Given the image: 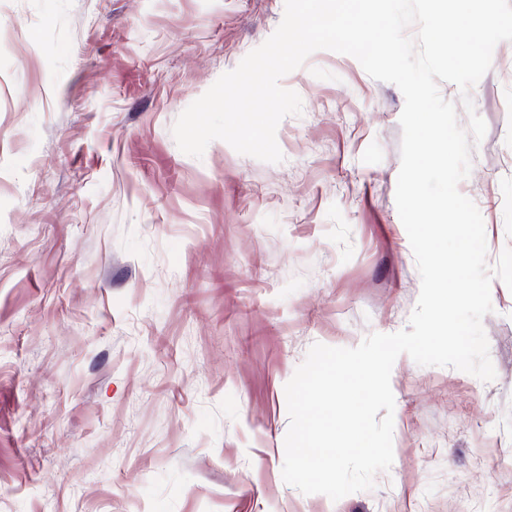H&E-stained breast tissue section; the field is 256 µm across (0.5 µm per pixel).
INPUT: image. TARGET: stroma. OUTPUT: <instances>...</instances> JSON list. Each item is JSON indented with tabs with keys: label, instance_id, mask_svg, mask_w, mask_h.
<instances>
[{
	"label": "stroma",
	"instance_id": "stroma-1",
	"mask_svg": "<svg viewBox=\"0 0 512 512\" xmlns=\"http://www.w3.org/2000/svg\"><path fill=\"white\" fill-rule=\"evenodd\" d=\"M284 0H0V512H512V291L496 377L400 355L389 470L334 501L282 479L285 385L316 343L409 326L404 97L329 50L281 78L271 164L178 116ZM459 191L512 247V42L472 88Z\"/></svg>",
	"mask_w": 512,
	"mask_h": 512
}]
</instances>
